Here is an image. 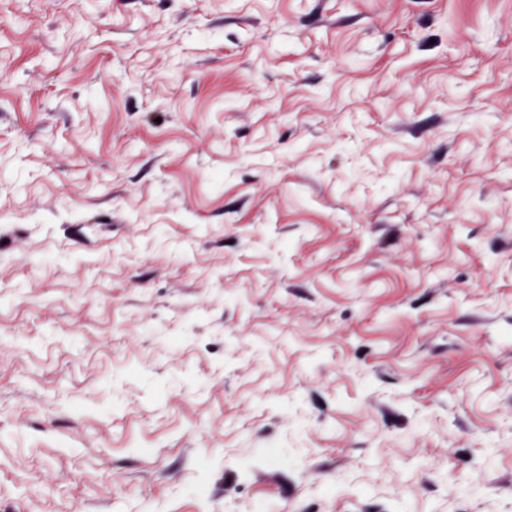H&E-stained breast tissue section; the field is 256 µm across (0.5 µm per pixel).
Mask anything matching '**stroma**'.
<instances>
[{
  "instance_id": "1",
  "label": "stroma",
  "mask_w": 512,
  "mask_h": 512,
  "mask_svg": "<svg viewBox=\"0 0 512 512\" xmlns=\"http://www.w3.org/2000/svg\"><path fill=\"white\" fill-rule=\"evenodd\" d=\"M0 512H512V0H0Z\"/></svg>"
}]
</instances>
